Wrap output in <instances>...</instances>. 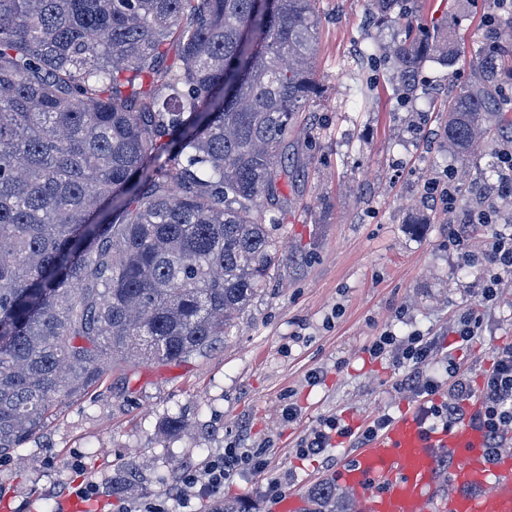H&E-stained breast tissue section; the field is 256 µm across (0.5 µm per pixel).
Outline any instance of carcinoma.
Returning <instances> with one entry per match:
<instances>
[{
  "instance_id": "1",
  "label": "carcinoma",
  "mask_w": 512,
  "mask_h": 512,
  "mask_svg": "<svg viewBox=\"0 0 512 512\" xmlns=\"http://www.w3.org/2000/svg\"><path fill=\"white\" fill-rule=\"evenodd\" d=\"M318 24L316 0H0V459L128 353L205 354L267 286ZM492 38L448 100L462 157L506 122L512 25ZM380 51L411 98L458 60L446 26Z\"/></svg>"
}]
</instances>
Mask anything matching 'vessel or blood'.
<instances>
[{
  "label": "vessel or blood",
  "instance_id": "b4317fda",
  "mask_svg": "<svg viewBox=\"0 0 512 512\" xmlns=\"http://www.w3.org/2000/svg\"><path fill=\"white\" fill-rule=\"evenodd\" d=\"M470 415L448 429H425L414 409H405L382 432L336 470L341 484L356 493L357 512H512V456L489 462L484 433ZM456 462L453 491L441 494L438 459ZM474 487L471 495L462 494Z\"/></svg>",
  "mask_w": 512,
  "mask_h": 512
}]
</instances>
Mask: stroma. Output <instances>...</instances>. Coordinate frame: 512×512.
I'll use <instances>...</instances> for the list:
<instances>
[{"label": "stroma", "instance_id": "1", "mask_svg": "<svg viewBox=\"0 0 512 512\" xmlns=\"http://www.w3.org/2000/svg\"><path fill=\"white\" fill-rule=\"evenodd\" d=\"M369 0H318L316 77L320 95L300 113L311 133L310 159L285 187L286 211L274 230L279 262L270 283L207 354L186 361L127 360L102 384L62 401L41 434L0 460V512H60L75 486L96 484L94 512H140L162 496L169 512H274L269 481L314 512L317 488L335 487L341 512L354 497L334 472L344 452L302 456L298 445L324 418L367 423L399 416L422 400L398 389L401 370L371 357L376 337L434 338L430 368L454 357L481 383L497 347L512 343V273L494 305L482 289L487 265L463 262L452 220L496 197L484 149L462 157L442 132L448 95L462 86L477 45L499 28L498 0H420L414 24L455 23L464 52L449 68L428 62L415 100L396 98L380 67V43L401 26L369 25ZM457 186L447 205L432 184ZM481 322L469 345L455 347L461 313ZM294 404L296 416L282 409ZM180 418L181 428L170 426ZM263 448L268 467L245 470L219 495L177 496L184 468L204 469L227 445Z\"/></svg>", "mask_w": 512, "mask_h": 512}]
</instances>
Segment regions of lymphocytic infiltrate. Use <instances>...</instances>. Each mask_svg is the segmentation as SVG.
Instances as JSON below:
<instances>
[{"label":"lymphocytic infiltrate","mask_w":512,"mask_h":512,"mask_svg":"<svg viewBox=\"0 0 512 512\" xmlns=\"http://www.w3.org/2000/svg\"><path fill=\"white\" fill-rule=\"evenodd\" d=\"M434 347L433 341L420 336L408 337L395 347L393 360L396 366L405 368L401 381L404 389L417 396L429 399L424 419L430 427H448L464 413V404L472 395H480L482 410L476 415L477 424L484 430L489 459H496L508 435L512 434V343L500 346L495 352L493 368L484 375L481 386H472L462 375L448 384V397L434 402L440 383L438 379L424 373L423 367ZM390 422L389 415L375 416L364 429L352 431L334 417L327 418L302 442L303 453L319 455L332 447L334 437L349 439L354 447H362L369 439L384 429ZM266 468L263 451H240L226 448L223 455L212 460L203 473L187 474L183 483L186 487H200L217 492L237 472L245 469L262 471Z\"/></svg>","instance_id":"lymphocytic-infiltrate-1"}]
</instances>
